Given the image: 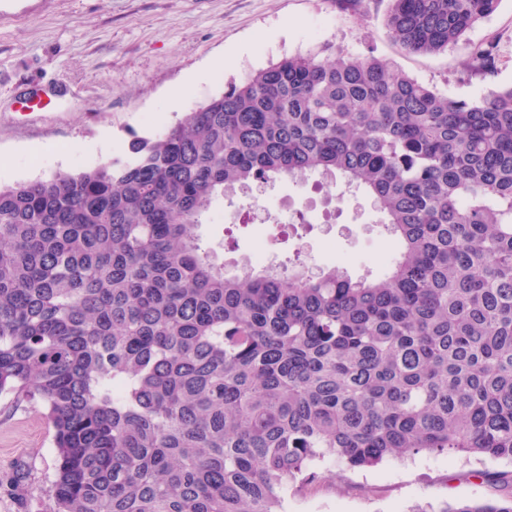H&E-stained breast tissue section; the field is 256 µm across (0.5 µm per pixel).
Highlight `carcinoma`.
<instances>
[{
    "label": "carcinoma",
    "instance_id": "cac0c4a2",
    "mask_svg": "<svg viewBox=\"0 0 512 512\" xmlns=\"http://www.w3.org/2000/svg\"><path fill=\"white\" fill-rule=\"evenodd\" d=\"M388 2L389 38L437 54L499 0ZM494 60L478 45L468 69ZM129 152L0 185V395L46 409L53 512H283L325 458L512 462V87L453 99L331 47ZM309 174L372 198L387 270L225 275L203 216ZM495 481L508 506L439 512H512Z\"/></svg>",
    "mask_w": 512,
    "mask_h": 512
}]
</instances>
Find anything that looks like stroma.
<instances>
[{"label": "stroma", "mask_w": 512, "mask_h": 512, "mask_svg": "<svg viewBox=\"0 0 512 512\" xmlns=\"http://www.w3.org/2000/svg\"><path fill=\"white\" fill-rule=\"evenodd\" d=\"M387 4L368 19L334 0H0V184L76 174L127 160L133 136L154 137L229 83L290 55L323 47L367 51L454 99L477 100L512 87V0L435 55L390 41ZM495 42L496 70H467L472 45ZM224 67H216V60ZM335 217L274 230L276 267L319 266L324 240L352 257V279L379 275L376 259L394 244L368 199L342 183ZM228 275L241 273L254 234L241 203H218L200 228ZM58 461L53 431L35 399L0 397V512H52L47 490ZM319 481L289 484L285 512H437L444 503H499L507 489L491 475L512 463L462 453L422 452L374 467L318 462Z\"/></svg>", "instance_id": "1"}]
</instances>
